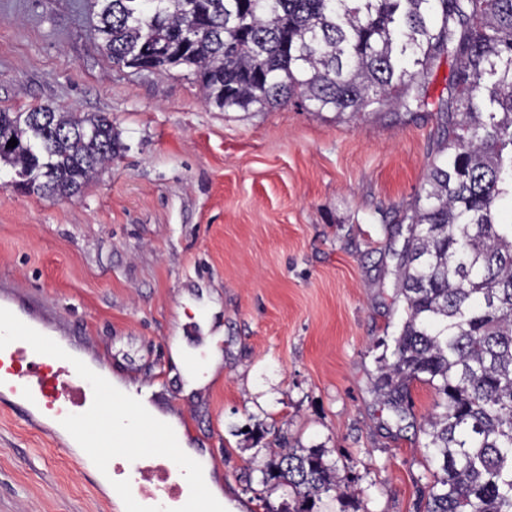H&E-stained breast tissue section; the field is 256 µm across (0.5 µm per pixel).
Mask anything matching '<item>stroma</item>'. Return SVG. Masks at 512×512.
I'll return each instance as SVG.
<instances>
[{"mask_svg":"<svg viewBox=\"0 0 512 512\" xmlns=\"http://www.w3.org/2000/svg\"><path fill=\"white\" fill-rule=\"evenodd\" d=\"M95 21L89 0H0V109L102 112L123 145L69 200L0 170V286L38 305L47 334L65 327L113 375L155 384L227 512L286 499L245 482L264 458L254 432L273 426L355 481V498L325 495L313 512H417L418 425L435 393L414 383L400 421L373 382L405 318L389 226L439 155L450 61L424 112L374 106L344 123L296 100L225 112L187 68L113 64ZM209 332L221 363L184 393L173 349ZM0 512L119 510L96 467L0 399Z\"/></svg>","mask_w":512,"mask_h":512,"instance_id":"35a3bbf8","label":"stroma"}]
</instances>
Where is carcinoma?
Wrapping results in <instances>:
<instances>
[{"label":"carcinoma","mask_w":512,"mask_h":512,"mask_svg":"<svg viewBox=\"0 0 512 512\" xmlns=\"http://www.w3.org/2000/svg\"><path fill=\"white\" fill-rule=\"evenodd\" d=\"M100 49L116 65L193 70L204 101L351 120L374 104L428 107L451 57L448 138L423 203L392 226L406 319L374 387L406 413L415 382L435 391L420 426L435 468L424 512H512V0H92ZM17 145L7 146L10 139ZM102 112L0 110V165L38 195L71 198L121 149ZM256 468L288 488L264 512H309L349 479L321 450L279 434Z\"/></svg>","instance_id":"1"}]
</instances>
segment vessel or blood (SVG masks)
<instances>
[{
	"mask_svg": "<svg viewBox=\"0 0 512 512\" xmlns=\"http://www.w3.org/2000/svg\"><path fill=\"white\" fill-rule=\"evenodd\" d=\"M33 316L29 306L19 314L0 307V390L26 410L69 420L71 432L80 433L91 402H103L112 390L101 380L92 386L66 381L68 368L83 365L66 351L71 336H46ZM191 473V467L172 466L169 449L134 453L126 438L113 437L112 492L124 498L127 512H216Z\"/></svg>",
	"mask_w": 512,
	"mask_h": 512,
	"instance_id": "b4317fda",
	"label": "vessel or blood"
}]
</instances>
